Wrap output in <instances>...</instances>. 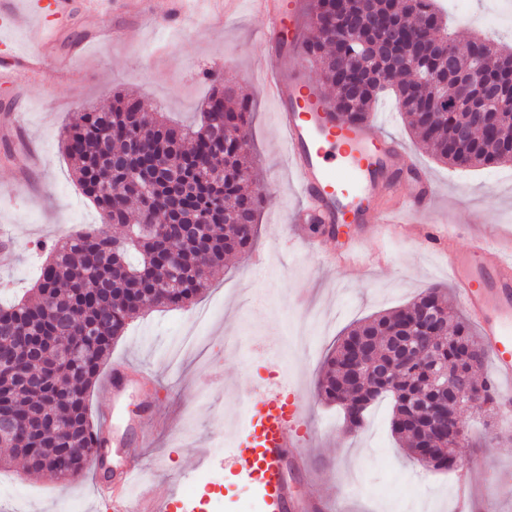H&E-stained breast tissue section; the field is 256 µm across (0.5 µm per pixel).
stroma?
Segmentation results:
<instances>
[{
    "label": "stroma",
    "instance_id": "1",
    "mask_svg": "<svg viewBox=\"0 0 512 512\" xmlns=\"http://www.w3.org/2000/svg\"><path fill=\"white\" fill-rule=\"evenodd\" d=\"M448 19L459 38L482 30L512 46V0H467L464 11L449 9ZM100 22L116 35L71 59V83H58L48 71L0 88V116L18 107L24 124L21 137L0 134V233L11 241L0 246V281L10 286L0 290L1 301L29 296L40 263L36 243L102 225L100 211L73 176L60 133L70 113L109 107L114 93L186 123L196 119L211 91L205 71L223 74L252 101L253 157L262 183L274 186L260 208L253 243L269 256L264 270L228 257L194 307L147 308L114 343L103 373L124 362L151 372L156 384L148 390L130 384L117 404L103 383L91 388V420L116 413L109 465L120 470L129 455H137L144 467L136 494L186 497L194 512H207L219 492L224 512H243L259 495L257 483L238 473L235 446L217 436L237 431L246 393L262 396L292 384L308 408L304 434L311 442L307 475H287L298 495L327 499L334 512H456L455 472L424 469L406 455L391 433L389 402L375 404L353 434L314 385L326 356L354 323L406 305L430 284H448L445 257L425 239L429 226L441 225L460 245L472 228L512 243V163L456 169L439 162L416 144L393 98L381 97L371 122L426 169L439 190L437 206L416 213L410 231L367 243L366 252L384 250L383 264L324 268L300 244L288 242L295 233L288 218L300 198L277 136L275 105L251 79L265 57L263 23L250 0H237L229 18L210 0H143L139 9L101 20L77 18L65 27L60 50ZM201 308L212 311L197 329L203 353L171 359L172 347L195 329ZM149 412L155 415L149 445L126 449L125 422ZM462 425L456 455L460 468L479 471L471 485L474 499L490 512H512V422L498 407L463 411ZM204 469L212 472V485L195 486ZM95 475L90 468L64 485L27 473L24 461L16 460L0 469V512H108Z\"/></svg>",
    "mask_w": 512,
    "mask_h": 512
}]
</instances>
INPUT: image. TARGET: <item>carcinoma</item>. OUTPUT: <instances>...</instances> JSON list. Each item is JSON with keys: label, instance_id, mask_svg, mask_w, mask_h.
Returning <instances> with one entry per match:
<instances>
[{"label": "carcinoma", "instance_id": "obj_1", "mask_svg": "<svg viewBox=\"0 0 512 512\" xmlns=\"http://www.w3.org/2000/svg\"><path fill=\"white\" fill-rule=\"evenodd\" d=\"M436 0H370V10L388 17L407 34L389 49L375 31L361 0H309L315 35L307 42L310 63L319 66L335 94V112L347 121L368 119L379 95L392 90L408 129L434 157L454 167L512 162V141L497 135L495 123L512 120L496 113L498 95H512V51L486 38L463 43L449 37L448 14ZM480 65L491 88L470 85ZM212 82L197 121L173 125L165 113L147 105L125 109L118 97L108 110L76 112L62 136V149L76 181L110 224H131L121 236L100 227L66 235L46 247L32 296L0 305V348L9 347L27 368L47 376L41 386H25L0 370V404L19 418L12 449L0 466L18 456L32 474L50 472L60 480L78 478L92 449V421L86 393L97 379L115 340L146 306L182 308L206 288L212 269L227 256L250 252L263 200L252 171L248 132L252 103L211 71ZM224 111L212 109L216 98ZM484 103L486 125L475 124L468 99ZM242 130V139L202 160L224 138V123ZM137 134L149 148L164 146L160 171L147 172L123 137ZM180 198H169L171 183ZM433 306L444 319L428 325L421 309ZM444 337L436 361L448 387L439 386L430 368L415 359L401 365L394 337ZM364 339L376 364L394 365L395 389L373 378L356 382L349 371L351 347ZM486 352L470 324L432 285L403 308L373 315L354 326L325 359L316 394L343 410L349 431L361 428L373 404H393L391 429L407 454L421 460L422 449L437 469L454 464L457 434L448 423L453 407L448 389L456 373L475 380ZM441 409L440 428L421 415L425 402Z\"/></svg>", "mask_w": 512, "mask_h": 512}]
</instances>
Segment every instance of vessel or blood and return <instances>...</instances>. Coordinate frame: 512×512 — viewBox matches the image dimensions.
<instances>
[{
	"mask_svg": "<svg viewBox=\"0 0 512 512\" xmlns=\"http://www.w3.org/2000/svg\"><path fill=\"white\" fill-rule=\"evenodd\" d=\"M263 20L266 63L259 90L277 109V131L287 147V159L302 200L291 213L294 224H314L318 236H303L308 249L329 267H348L361 261L362 244L380 238L404 216L430 208L435 187L423 169L408 159L402 145L383 136L371 123L345 124L332 112L330 100L308 73V56L300 0H251ZM38 19L35 49L0 53V83L14 76L35 79L55 70L68 79L66 59L57 55L56 22L68 18L73 0H30ZM429 241L448 256V274L458 302L477 326L497 378L503 402L512 401V254L498 238L478 233L460 249L437 229ZM261 426L246 434L250 453L237 456L240 473L261 468L260 494L272 512H322L323 499H296L284 476L285 462L306 469L308 456L299 430L305 405L298 389L280 386L260 399ZM135 461L119 475L110 502L111 512H172V502L132 495Z\"/></svg>",
	"mask_w": 512,
	"mask_h": 512,
	"instance_id": "b4317fda",
	"label": "vessel or blood"
}]
</instances>
